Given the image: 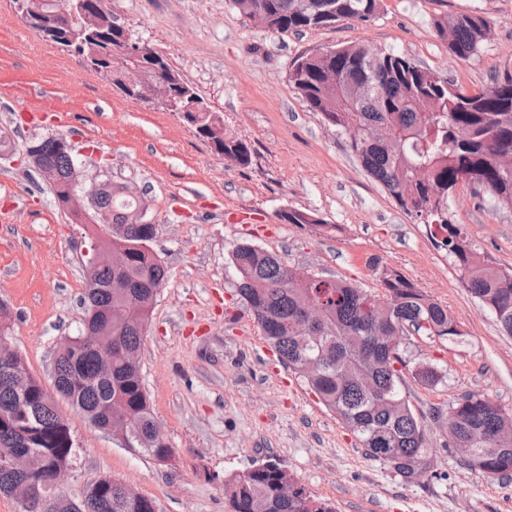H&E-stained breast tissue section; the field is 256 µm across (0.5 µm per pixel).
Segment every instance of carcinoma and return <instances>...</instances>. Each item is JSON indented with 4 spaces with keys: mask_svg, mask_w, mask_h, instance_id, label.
I'll return each instance as SVG.
<instances>
[{
    "mask_svg": "<svg viewBox=\"0 0 512 512\" xmlns=\"http://www.w3.org/2000/svg\"><path fill=\"white\" fill-rule=\"evenodd\" d=\"M245 16L264 11L268 28L280 33L325 27L341 19L367 23L376 18L381 0H232ZM489 21L478 13L451 14L435 21L448 53L470 59L479 55ZM336 70V84H325V69ZM288 81L308 110L341 134L362 169L380 183L396 204L429 229L435 247L460 274L468 292L492 312L501 331L512 336V272L498 267L467 234L448 219V197L458 184L475 183L476 195L512 208V168L497 157L512 156V74L474 93L439 78L412 59L367 45H351L298 58ZM187 124L198 136L214 141V151L239 166L251 161L245 141L224 128L208 104ZM51 135L31 143L40 164L52 175L55 202L73 197L78 219L90 209L112 224L113 268L87 271L84 302L97 312L92 325L105 349L80 347L55 357L53 386L48 393L28 373L21 355L0 359V450L32 455L30 471L19 474L0 467V494L20 480L48 488L57 469L77 456L72 422L57 409L55 396L66 399L93 426L125 432L133 452L158 462L173 450L154 442L155 419L133 363L140 354L145 324L163 285L165 269L151 248L155 225L135 222L143 200L123 184L106 183L94 205L70 184L73 154ZM289 224H306L329 233L336 225L314 213L290 209ZM237 294L280 357L354 434L365 455L411 480L414 468L426 465L424 429L401 390L398 366L405 327L430 336L458 335L448 309L395 270L382 269L387 295L381 302L357 285L319 277L302 267H287L251 243L231 252ZM123 292L108 288L115 277ZM322 300V321L311 336L300 329L305 306ZM28 375L23 390L19 377ZM454 426L448 447L462 448L464 463L490 479L512 476V410L481 392H467L449 408ZM224 495L233 512H335L312 497L292 474L269 461L244 476L224 479ZM42 512H155L153 502L132 497L120 481L73 499L59 493Z\"/></svg>",
    "mask_w": 512,
    "mask_h": 512,
    "instance_id": "carcinoma-1",
    "label": "carcinoma"
}]
</instances>
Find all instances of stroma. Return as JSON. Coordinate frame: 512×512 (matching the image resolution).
I'll use <instances>...</instances> for the list:
<instances>
[{"label":"stroma","mask_w":512,"mask_h":512,"mask_svg":"<svg viewBox=\"0 0 512 512\" xmlns=\"http://www.w3.org/2000/svg\"><path fill=\"white\" fill-rule=\"evenodd\" d=\"M136 37L179 71L252 151L229 164L172 113L125 97L81 56L58 48L0 0V300L13 310L12 345L51 385L59 343L78 335L85 292L84 225L56 204L28 160L30 141L61 135L82 186L135 187L166 270L141 346L144 387L171 463L133 453L66 400L79 455L63 491L80 496L102 475L151 499L156 512H230L225 475L279 463L336 512H512V478L492 480L448 446V409L479 391L512 409V337L464 287L445 254L361 168L346 138L302 104L288 81L300 56L363 44L412 58L467 91L512 73V0H381L378 16L278 34L232 0H106ZM482 13L491 35L478 57L448 52L435 19ZM288 209L316 213L336 235L289 224ZM448 214L498 266L512 270V209L458 185ZM248 242L289 267L359 284L384 296L388 267L447 308L458 336L405 330L402 391L430 452L407 481L367 458L355 436L264 339L235 292L230 254ZM436 368L426 385L417 365Z\"/></svg>","instance_id":"1"}]
</instances>
